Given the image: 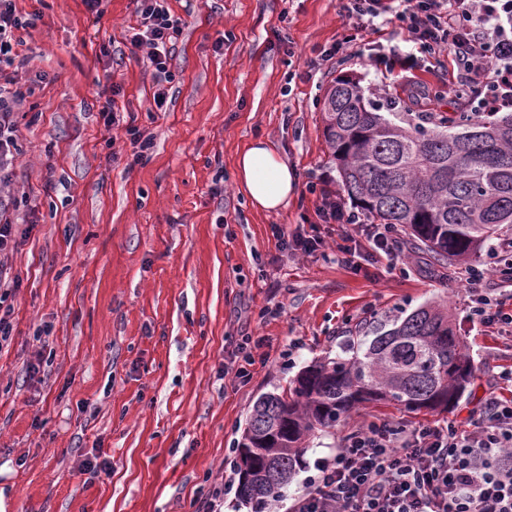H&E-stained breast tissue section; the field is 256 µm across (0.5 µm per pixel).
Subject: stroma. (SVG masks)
<instances>
[{
	"label": "stroma",
	"mask_w": 512,
	"mask_h": 512,
	"mask_svg": "<svg viewBox=\"0 0 512 512\" xmlns=\"http://www.w3.org/2000/svg\"><path fill=\"white\" fill-rule=\"evenodd\" d=\"M39 12L21 31L34 92L18 111L23 152L10 190L21 240L4 263L15 293L13 331L0 348V512H194L221 483L257 399L287 389L301 369L336 356L360 324L446 305L474 378L445 413L364 404L313 438L307 465L331 457L364 423L467 422L512 368V335L473 325L462 263H441L401 236L398 257L346 266L347 229L306 224L317 197L308 175H339L323 134L322 102L351 74L416 112H462L471 97L450 59L417 61L411 101L383 78L365 33L340 62L321 53L350 33L339 0H168L182 30L169 69L167 109L130 56L134 0H16ZM154 137L150 159L128 168L123 127L106 130L105 91ZM267 139L297 178L285 207L251 206L236 178L238 153ZM323 238L287 255L273 228ZM261 340L246 379L225 374L243 337ZM41 361L28 378L26 367ZM112 470L81 471L94 449Z\"/></svg>",
	"instance_id": "1"
}]
</instances>
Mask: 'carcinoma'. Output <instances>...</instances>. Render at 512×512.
<instances>
[{
    "label": "carcinoma",
    "instance_id": "carcinoma-1",
    "mask_svg": "<svg viewBox=\"0 0 512 512\" xmlns=\"http://www.w3.org/2000/svg\"><path fill=\"white\" fill-rule=\"evenodd\" d=\"M336 78L323 102L324 137L340 182L377 224L406 232L418 249L465 262L494 240L512 241V113L493 121L462 112L406 122L357 80ZM345 356L307 366L290 387L257 399L268 425L250 418L236 447V495L271 512L318 433L355 407L389 402L446 412L473 377L448 308L425 304L370 322Z\"/></svg>",
    "mask_w": 512,
    "mask_h": 512
}]
</instances>
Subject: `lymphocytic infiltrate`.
Segmentation results:
<instances>
[{"label": "lymphocytic infiltrate", "mask_w": 512, "mask_h": 512, "mask_svg": "<svg viewBox=\"0 0 512 512\" xmlns=\"http://www.w3.org/2000/svg\"><path fill=\"white\" fill-rule=\"evenodd\" d=\"M346 19L373 22L395 14L407 31L406 49L389 47L376 54L384 76L405 77L418 57L448 55L456 79L475 94L474 115L490 117L512 112V0H343ZM135 32L130 53L145 51L146 61L161 87L153 95L163 110L171 82V52L180 34L167 0H136ZM39 13L21 16L15 0H0V256L17 242L11 219L15 198L5 192L2 173L8 172L21 147L16 139L15 110L26 93L19 75V30L35 25ZM120 85L102 109L105 128L124 125L132 145L133 163H140L154 147L152 135L134 123H121L117 98ZM320 193V192H319ZM314 214L321 224H345L337 250L356 252L357 236L368 249L394 255L398 236L388 225L362 216L336 193H320ZM470 294L472 324L512 333V313L490 292V271L472 266L463 272ZM306 491L294 498L288 512H512V399L489 394L467 424L406 427L372 421L350 432L332 458L307 477Z\"/></svg>", "instance_id": "obj_1"}]
</instances>
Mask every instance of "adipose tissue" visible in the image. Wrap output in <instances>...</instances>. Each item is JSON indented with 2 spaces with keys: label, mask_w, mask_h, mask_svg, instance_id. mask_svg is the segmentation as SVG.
Listing matches in <instances>:
<instances>
[{
  "label": "adipose tissue",
  "mask_w": 512,
  "mask_h": 512,
  "mask_svg": "<svg viewBox=\"0 0 512 512\" xmlns=\"http://www.w3.org/2000/svg\"><path fill=\"white\" fill-rule=\"evenodd\" d=\"M236 176L252 205L263 211L280 209L295 190V174L264 139L252 140L238 155Z\"/></svg>",
  "instance_id": "adipose-tissue-1"
}]
</instances>
